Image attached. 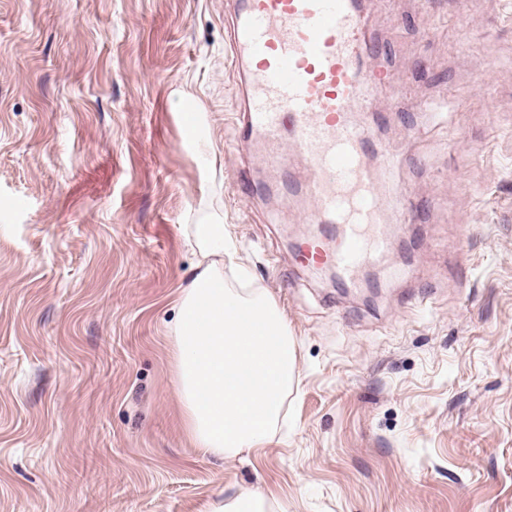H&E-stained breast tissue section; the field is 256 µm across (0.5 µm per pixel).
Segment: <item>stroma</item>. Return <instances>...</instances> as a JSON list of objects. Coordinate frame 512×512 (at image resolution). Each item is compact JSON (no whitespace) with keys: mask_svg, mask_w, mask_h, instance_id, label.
Returning a JSON list of instances; mask_svg holds the SVG:
<instances>
[{"mask_svg":"<svg viewBox=\"0 0 512 512\" xmlns=\"http://www.w3.org/2000/svg\"><path fill=\"white\" fill-rule=\"evenodd\" d=\"M233 0H0V512H512V0H368L381 142L428 210L373 303L295 261L305 204L241 143ZM25 208H18V199ZM224 225L299 379L261 448L183 421L168 330ZM264 512L263 498L258 494L240 495L219 507L215 512Z\"/></svg>","mask_w":512,"mask_h":512,"instance_id":"obj_1","label":"stroma"}]
</instances>
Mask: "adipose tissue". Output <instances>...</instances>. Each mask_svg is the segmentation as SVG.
Listing matches in <instances>:
<instances>
[{
	"instance_id": "obj_1",
	"label": "adipose tissue",
	"mask_w": 512,
	"mask_h": 512,
	"mask_svg": "<svg viewBox=\"0 0 512 512\" xmlns=\"http://www.w3.org/2000/svg\"><path fill=\"white\" fill-rule=\"evenodd\" d=\"M204 267L181 288L173 364L187 432L214 456L263 444L294 382L295 342L265 293L224 285V227L198 224Z\"/></svg>"
}]
</instances>
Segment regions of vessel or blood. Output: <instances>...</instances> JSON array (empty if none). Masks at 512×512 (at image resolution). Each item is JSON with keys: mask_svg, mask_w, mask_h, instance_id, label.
Returning a JSON list of instances; mask_svg holds the SVG:
<instances>
[{"mask_svg": "<svg viewBox=\"0 0 512 512\" xmlns=\"http://www.w3.org/2000/svg\"><path fill=\"white\" fill-rule=\"evenodd\" d=\"M361 0H237L230 49L245 87L241 138H258L272 168L304 161L282 194L306 202V223L329 225L330 244L304 243L300 260L327 263L342 287H360L363 267L383 257L388 223L413 224L424 207L400 180L401 155L377 151L369 165V130L351 114L367 95L361 85L366 38Z\"/></svg>", "mask_w": 512, "mask_h": 512, "instance_id": "b4317fda", "label": "vessel or blood"}]
</instances>
